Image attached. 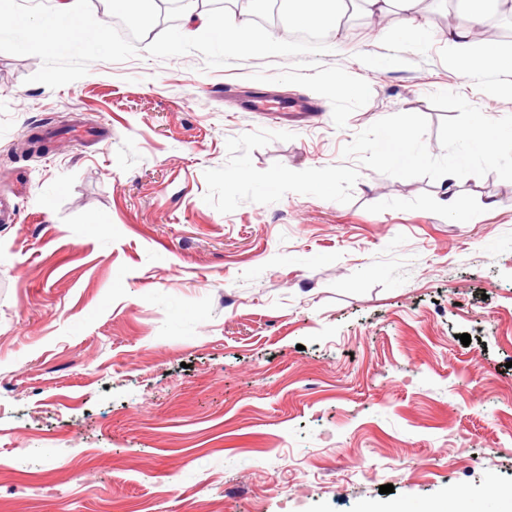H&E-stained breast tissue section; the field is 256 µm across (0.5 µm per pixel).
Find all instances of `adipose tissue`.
Here are the masks:
<instances>
[{"label": "adipose tissue", "mask_w": 512, "mask_h": 512, "mask_svg": "<svg viewBox=\"0 0 512 512\" xmlns=\"http://www.w3.org/2000/svg\"><path fill=\"white\" fill-rule=\"evenodd\" d=\"M268 0H246L224 10L223 20H216L207 10L192 0L184 16V37L193 41L214 33H221L226 48L238 52L252 49L253 17L265 10ZM423 0H281L280 7L291 20L302 28L321 27L334 33L344 29L343 19L349 13L362 11L368 17L383 20L392 9H399L406 16V24L397 33L401 41L415 48L423 47L427 32L417 23ZM22 31L25 45L48 52L61 53L75 46L97 47L108 37L105 26L93 29L83 25L82 0H58L54 13L38 25H31L24 15L13 7V0H0V23ZM446 38L453 61L461 69L495 71L512 66V57L503 55L495 42L480 40L474 27L449 29ZM360 512H512V486L488 482L482 493L474 494L458 487L450 489L447 496L418 503L414 508L393 503L364 504Z\"/></svg>", "instance_id": "adipose-tissue-1"}]
</instances>
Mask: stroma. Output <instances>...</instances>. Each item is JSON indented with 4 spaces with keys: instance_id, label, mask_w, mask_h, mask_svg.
Masks as SVG:
<instances>
[{
    "instance_id": "1",
    "label": "stroma",
    "mask_w": 512,
    "mask_h": 512,
    "mask_svg": "<svg viewBox=\"0 0 512 512\" xmlns=\"http://www.w3.org/2000/svg\"><path fill=\"white\" fill-rule=\"evenodd\" d=\"M419 20L420 49L393 13L279 57L172 27L57 54L0 30V512L512 485V140L439 180L469 113L512 126V70L449 65L464 11ZM253 93L319 109L243 111ZM405 118L422 153L393 166Z\"/></svg>"
}]
</instances>
